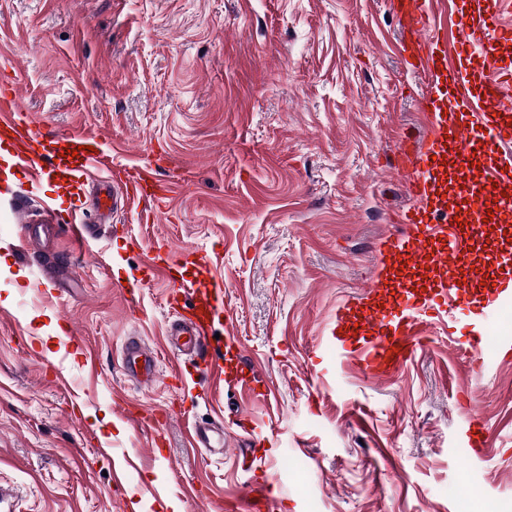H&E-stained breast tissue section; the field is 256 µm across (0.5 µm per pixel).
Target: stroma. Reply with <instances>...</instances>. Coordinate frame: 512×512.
Listing matches in <instances>:
<instances>
[{
	"label": "stroma",
	"instance_id": "obj_1",
	"mask_svg": "<svg viewBox=\"0 0 512 512\" xmlns=\"http://www.w3.org/2000/svg\"><path fill=\"white\" fill-rule=\"evenodd\" d=\"M402 35L393 0H0V77L35 128L94 136L116 186L135 168L172 184L150 220L120 207L80 245L64 226L76 183L0 172V512H236L264 480L273 512H512V356L496 346L512 320L462 295L457 335L488 339L480 382L437 321L383 381L329 340L401 230L399 148L428 132ZM165 252L185 280L223 283L215 330L274 401L189 367L177 386L171 286L142 276ZM472 257L479 277L512 278V242ZM131 336L157 358L153 387L124 372ZM472 412L488 427L479 454L464 446ZM197 421L223 422V453L190 446Z\"/></svg>",
	"mask_w": 512,
	"mask_h": 512
}]
</instances>
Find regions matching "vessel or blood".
Returning <instances> with one entry per match:
<instances>
[{
	"label": "vessel or blood",
	"mask_w": 512,
	"mask_h": 512,
	"mask_svg": "<svg viewBox=\"0 0 512 512\" xmlns=\"http://www.w3.org/2000/svg\"><path fill=\"white\" fill-rule=\"evenodd\" d=\"M433 0H396L394 9L410 32V49L414 69L430 80V89L421 108L431 113L434 124L428 140L403 150L401 160L413 174L409 187L412 205L399 221L400 235L393 246L403 261L417 260L429 270L425 292L395 291L391 306L395 321H387L382 309L365 306L360 314L368 334L357 343L347 342L339 334L351 315L350 305L336 311L338 331L332 340L362 375L373 380L388 378L410 360L423 340L420 326L425 319L446 321L448 308L457 301L458 282L473 278L469 247L484 228L485 219L494 223L512 222V196L502 197L497 183L512 177L508 158L499 165L484 168L481 190L469 184L472 164L495 155L502 146L512 144V60L501 54V43L512 40V0H478L476 15L466 14L457 0H448V8L456 20L450 42L426 38L425 32L434 15ZM13 147V165L29 170L34 182L56 177L58 168L49 167L47 138L36 131L23 113L20 99L13 90L0 93V144ZM87 151L81 168L71 170L73 180H81L84 172L95 170L103 158L95 140L82 137ZM453 150L457 156V209L447 208L439 196L442 154ZM168 183L155 180L140 169L135 185L128 190L129 203L168 198ZM173 264L152 259L146 270L150 276H164L173 282L176 297L192 312L191 317L169 323L167 343L194 362L214 386L223 385L226 376L211 354L209 330L224 313L223 293L214 288H191L173 277ZM480 336L460 343L468 368L474 377H482L487 369ZM126 371L135 378L154 380L157 366L137 343H128L123 357ZM192 445L196 448H220L224 435L211 423L193 425ZM271 488L253 486L239 497V512H260L270 501Z\"/></svg>",
	"instance_id": "b4317fda"
}]
</instances>
